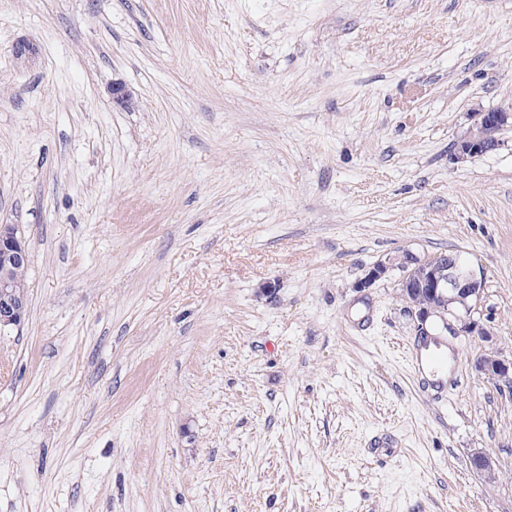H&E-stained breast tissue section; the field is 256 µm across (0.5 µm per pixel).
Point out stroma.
<instances>
[{
	"mask_svg": "<svg viewBox=\"0 0 512 512\" xmlns=\"http://www.w3.org/2000/svg\"><path fill=\"white\" fill-rule=\"evenodd\" d=\"M490 109L512 0H0V512H512V125L452 157ZM403 249L485 278L439 400L360 285ZM10 265L27 269L30 251L25 235L17 224H0V259ZM17 288L10 276H0V332L19 327L28 313L27 290ZM475 368L499 387L512 392V359H503L497 354H485L476 360Z\"/></svg>",
	"mask_w": 512,
	"mask_h": 512,
	"instance_id": "obj_1",
	"label": "stroma"
}]
</instances>
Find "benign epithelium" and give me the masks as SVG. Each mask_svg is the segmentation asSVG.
Returning a JSON list of instances; mask_svg holds the SVG:
<instances>
[{
  "mask_svg": "<svg viewBox=\"0 0 512 512\" xmlns=\"http://www.w3.org/2000/svg\"><path fill=\"white\" fill-rule=\"evenodd\" d=\"M473 117L471 128L456 144L454 156L458 162L497 149L500 145L497 134L512 120V113L476 112ZM0 258L14 267L28 268L30 251L19 225L0 224ZM394 270L402 273L400 287L413 298L410 309L420 321V331H427V319L433 315L441 321L442 329L453 336L490 335L473 318L481 301L483 277L464 266L459 256L441 253L422 260L413 252L403 250L378 260L360 287L368 288ZM28 308L27 291L17 289L10 277L0 276V332L20 326ZM475 368L512 392V359L485 354L476 360Z\"/></svg>",
  "mask_w": 512,
  "mask_h": 512,
  "instance_id": "7a95c632",
  "label": "benign epithelium"
}]
</instances>
